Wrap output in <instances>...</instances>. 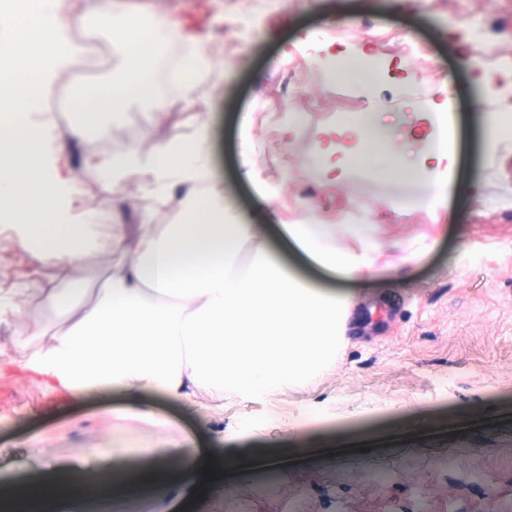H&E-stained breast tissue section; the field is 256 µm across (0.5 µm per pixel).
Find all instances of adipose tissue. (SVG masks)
Listing matches in <instances>:
<instances>
[{
  "instance_id": "adipose-tissue-1",
  "label": "adipose tissue",
  "mask_w": 512,
  "mask_h": 512,
  "mask_svg": "<svg viewBox=\"0 0 512 512\" xmlns=\"http://www.w3.org/2000/svg\"><path fill=\"white\" fill-rule=\"evenodd\" d=\"M89 20L110 36L129 75L76 92L77 120L48 131L29 114L41 107L48 77L68 52L63 35ZM171 44L186 48L177 85L190 89L210 58L206 41L188 34L177 18L124 14L117 0H96L86 16L61 12L55 0H0V223L14 226L37 259L63 264L98 243L95 225L71 215L72 190L49 170L46 137L61 147L72 139L89 141L131 103L160 106L168 87L153 71ZM402 126L362 112L340 122L335 133L339 149L356 155L359 137L388 145ZM452 159L443 134L425 156L396 166L398 174L421 181L423 194L414 204L434 219L449 203L439 164ZM95 168L107 186L134 174L150 177L160 186V205L181 193L180 217L131 243L125 270L99 289L92 304H84L80 280L50 289L48 304L67 327L26 357L27 367L74 397L124 390L122 414L130 420L155 419L141 399L147 391L192 406L203 393L218 401L268 403L286 391L320 385L346 343L353 293L302 278L266 247L253 225L227 223L199 145L173 141L148 154L132 149ZM283 232L295 249L342 281L359 283L376 272L377 225H347V234L362 245L358 255L337 244L332 224H287ZM81 485L79 472L64 468L47 482L14 484L8 497L26 507L47 505Z\"/></svg>"
}]
</instances>
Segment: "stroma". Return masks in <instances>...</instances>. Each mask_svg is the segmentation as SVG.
I'll return each mask as SVG.
<instances>
[{
	"label": "stroma",
	"instance_id": "obj_1",
	"mask_svg": "<svg viewBox=\"0 0 512 512\" xmlns=\"http://www.w3.org/2000/svg\"><path fill=\"white\" fill-rule=\"evenodd\" d=\"M205 38L216 64L197 87L173 90L165 109L131 106L102 135L70 142L51 160L77 191L71 210L92 215L98 250L68 263L93 301L128 261L111 227L140 236L176 221L180 195L156 206L147 180L101 187L88 161L171 139L200 140L229 203V221L262 225L271 250L328 288L344 282L290 253L284 224H376L377 273L355 285L359 327L314 391H290L262 404L232 399L189 409L153 394L145 399L203 454L223 456L231 426L259 428L239 441L248 473L224 472L225 492L200 496L188 484L161 498L113 496L107 512H512V38L488 39L484 25L512 22V0H202ZM343 13L336 26L330 18ZM53 76L34 124L64 129L74 119L72 93L121 76L126 66L107 35L87 27ZM361 49L374 83L335 76L339 51ZM477 63L469 69L460 56ZM452 102L457 155L446 233L429 255L407 267L405 247L433 232L423 208L398 206L419 183L396 174L397 150L374 149L367 161L331 169L327 133L350 115L411 113ZM21 247L0 225V491L47 470L76 465L106 479L145 469L162 435L149 421L125 419L122 391L76 399L25 367L27 353L62 330L43 291L65 277ZM335 397L320 425L318 451L299 457L290 425L310 418L312 402ZM132 434L128 454L91 451ZM495 446H486L488 436ZM425 440H454L447 458L405 452Z\"/></svg>",
	"mask_w": 512,
	"mask_h": 512
}]
</instances>
